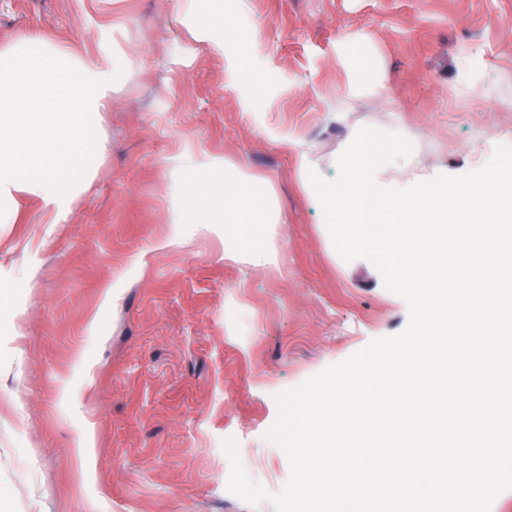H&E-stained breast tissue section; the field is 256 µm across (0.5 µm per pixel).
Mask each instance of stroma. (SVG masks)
Here are the masks:
<instances>
[{
  "instance_id": "stroma-1",
  "label": "stroma",
  "mask_w": 512,
  "mask_h": 512,
  "mask_svg": "<svg viewBox=\"0 0 512 512\" xmlns=\"http://www.w3.org/2000/svg\"><path fill=\"white\" fill-rule=\"evenodd\" d=\"M223 2L234 93L184 0H0V53L47 39L141 64L78 130L93 179L63 219L27 198L0 223V512H275L278 396L409 323L376 264L337 251L283 136L328 181L364 128L452 176L512 148V0ZM188 146L272 190L278 265L169 223L198 179L173 170ZM236 460L266 497L225 487Z\"/></svg>"
}]
</instances>
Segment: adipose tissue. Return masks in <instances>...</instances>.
Listing matches in <instances>:
<instances>
[{"instance_id":"adipose-tissue-1","label":"adipose tissue","mask_w":512,"mask_h":512,"mask_svg":"<svg viewBox=\"0 0 512 512\" xmlns=\"http://www.w3.org/2000/svg\"><path fill=\"white\" fill-rule=\"evenodd\" d=\"M200 36L228 65L225 88L240 80L239 49L224 35V9L219 0H193ZM30 64L0 54V208L17 213L20 195L39 199L42 210L59 219L90 183L87 152L72 133L92 124L112 102L115 67L111 55L73 58L53 51L49 42L30 45ZM175 167L189 164L201 179L191 194L176 198L169 221L182 224L188 213L198 216L197 230L219 233L221 225H237L225 239L224 256L260 267L277 263L270 227L279 210L261 181L228 156L185 149Z\"/></svg>"}]
</instances>
